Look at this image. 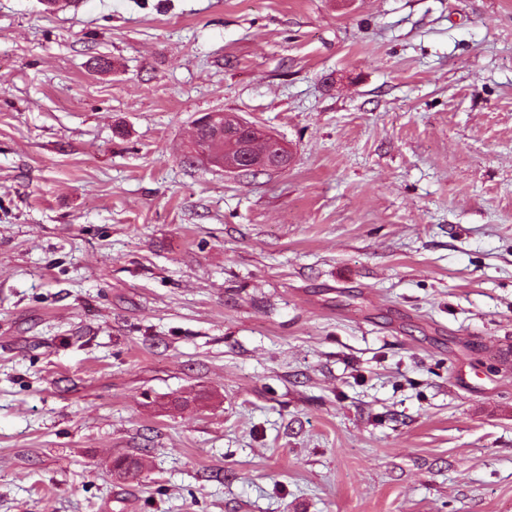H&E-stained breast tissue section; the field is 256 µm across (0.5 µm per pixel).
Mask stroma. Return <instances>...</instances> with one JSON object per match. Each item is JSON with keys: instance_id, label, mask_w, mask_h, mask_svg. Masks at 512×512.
<instances>
[{"instance_id": "35a3bbf8", "label": "stroma", "mask_w": 512, "mask_h": 512, "mask_svg": "<svg viewBox=\"0 0 512 512\" xmlns=\"http://www.w3.org/2000/svg\"><path fill=\"white\" fill-rule=\"evenodd\" d=\"M205 112L288 166L187 163ZM47 499L512 512V0H0V512Z\"/></svg>"}]
</instances>
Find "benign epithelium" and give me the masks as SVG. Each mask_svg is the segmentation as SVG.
Segmentation results:
<instances>
[{
	"label": "benign epithelium",
	"mask_w": 512,
	"mask_h": 512,
	"mask_svg": "<svg viewBox=\"0 0 512 512\" xmlns=\"http://www.w3.org/2000/svg\"><path fill=\"white\" fill-rule=\"evenodd\" d=\"M202 125L216 135L210 143H193V149L227 172H258L288 164L284 145L251 123L228 113L209 112L194 123L196 127Z\"/></svg>",
	"instance_id": "benign-epithelium-1"
}]
</instances>
